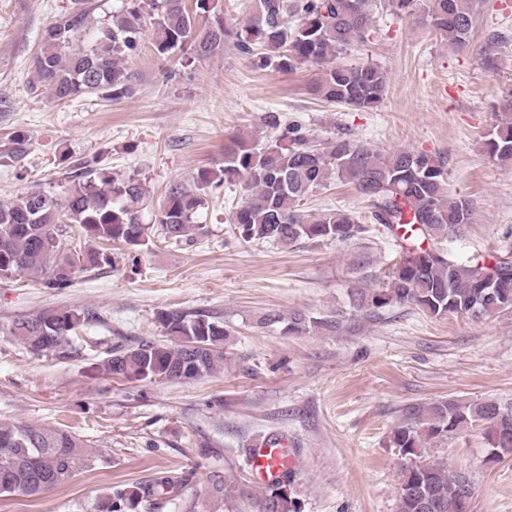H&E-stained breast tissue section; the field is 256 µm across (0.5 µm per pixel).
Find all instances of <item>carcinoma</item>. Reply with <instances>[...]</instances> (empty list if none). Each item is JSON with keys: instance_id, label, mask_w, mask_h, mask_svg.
Masks as SVG:
<instances>
[{"instance_id": "obj_1", "label": "carcinoma", "mask_w": 512, "mask_h": 512, "mask_svg": "<svg viewBox=\"0 0 512 512\" xmlns=\"http://www.w3.org/2000/svg\"><path fill=\"white\" fill-rule=\"evenodd\" d=\"M246 21L232 26L224 0H123L111 20L86 30L88 0H73L40 34L41 49L33 60L36 87L56 101L85 96L118 101L134 95L126 60L136 54L152 19V44L160 55L182 51L185 68L222 50L227 42L243 55L261 50L262 62L280 72L305 65L319 68L314 93L327 103L362 111L383 101L386 72L374 64L346 65L341 56L368 42L373 30L372 0H253ZM481 0H383L396 14L424 12L430 25L456 49L473 31ZM206 18L202 25L198 18ZM91 35V47L76 45ZM488 157L512 163V121L493 127L485 141ZM78 182L65 198L53 192H27L0 203V276L29 273L49 288L70 286L77 270L94 269L104 251L81 247L66 238L78 226L101 245L122 241L143 246L152 225L151 209L164 239L178 242L198 228L195 217L208 189L238 185L241 200L230 224L236 239L263 241L288 248L301 240L344 242L366 232L364 225L337 208L309 213L308 199L337 180L354 186L367 202L371 219L405 242L404 254L387 273L383 288L358 293V306L378 312L395 304L410 305L433 318L449 315L481 320L512 313V259L493 256L464 263L448 257L445 245L471 223L469 203L448 191V172L441 160L400 150L382 153L339 136L318 146L299 124H288L263 145L243 138L224 148L219 169H200L186 184L171 185L153 201L138 176L115 177L83 161ZM96 319L88 310L45 309L17 319L7 335L38 356L60 357L76 330ZM169 342L139 339L114 347L102 363L109 375L127 381L194 380L224 368V343L231 326L206 314L167 310L157 315ZM281 323L282 333L301 335L334 322L297 313L287 319L265 313L259 325ZM480 429L489 443L488 460L512 456V402L498 400L434 401L410 404L390 442L404 459L398 487V512H470L474 480L450 471L442 461H427L431 447L448 436ZM88 445L66 430L0 422V494L37 496L69 482L91 464ZM212 496L232 499L238 493L231 478L214 472ZM294 471L287 467L268 484L258 512H301L294 493ZM186 478L162 474L113 490L107 512H158L180 497Z\"/></svg>"}]
</instances>
